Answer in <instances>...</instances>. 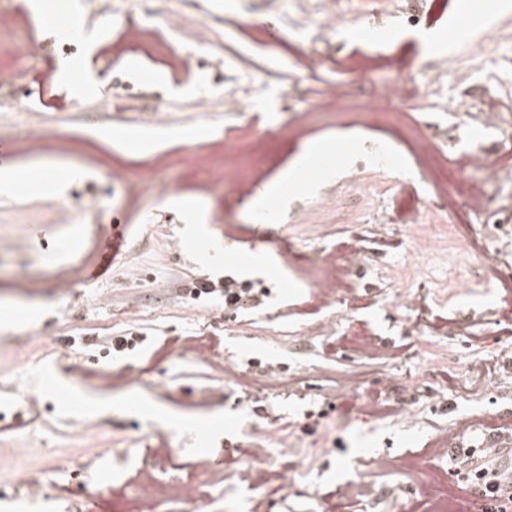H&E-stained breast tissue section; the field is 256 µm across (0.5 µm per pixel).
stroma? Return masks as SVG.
Masks as SVG:
<instances>
[{
	"label": "stroma",
	"mask_w": 512,
	"mask_h": 512,
	"mask_svg": "<svg viewBox=\"0 0 512 512\" xmlns=\"http://www.w3.org/2000/svg\"><path fill=\"white\" fill-rule=\"evenodd\" d=\"M326 0H126L120 30L80 23L84 0H16V40H0V73L25 53L24 36L49 23L57 36L77 26L83 80L63 76L65 58L32 64L42 100L28 112L0 115L10 156L0 178V512H135L142 477L195 483L204 512H482L477 491L455 479L440 437L463 427L464 441L488 419L512 430V364L482 379L473 364L496 363L512 348V318L502 294L470 266L457 237L465 226L435 199L454 237L410 264L413 242L402 213L429 185L409 147L424 134L436 152L433 175L456 201L470 178L462 155L487 152L512 165V143L476 118L484 105L512 104V0H417L400 20L379 15L375 33L352 18L371 0H339L324 31ZM302 11L306 46L323 50L305 71L287 50L296 34L275 16ZM174 13L186 28L151 25ZM194 39L195 66L183 71L181 40ZM449 51H427L428 40ZM494 40L493 61L473 62V41ZM240 57L259 96L228 112L216 89L224 59ZM137 61L146 97L113 101ZM413 93L404 107L375 101L377 85ZM171 108L162 126L136 136L150 156H127L116 121L151 109L154 94ZM206 97L213 111L186 109ZM467 100L470 111L454 106ZM400 110L398 120H381ZM388 144L400 157L382 174L363 166L369 148ZM342 147L333 171L282 184L267 201L275 220L254 222L256 196L310 148ZM374 183L363 194L352 179ZM512 183L483 218L486 244L504 254L512 276ZM338 200L335 209L326 208ZM389 222L366 223L376 212ZM127 244L98 268L115 223ZM361 233L367 250L354 275V308L323 304L322 268L309 252L329 254ZM235 274L273 286L260 308L231 316L178 290L202 274ZM425 301L435 320L475 324L480 339L429 335L414 327L402 296ZM139 328L154 347L112 354L115 337ZM293 377L291 387L262 371ZM125 373L117 386L101 370ZM379 395L384 410L339 396L344 377ZM111 395L94 409L89 397ZM323 410L318 420L307 411ZM286 465L285 491L257 504L234 470L249 445Z\"/></svg>",
	"instance_id": "obj_1"
}]
</instances>
